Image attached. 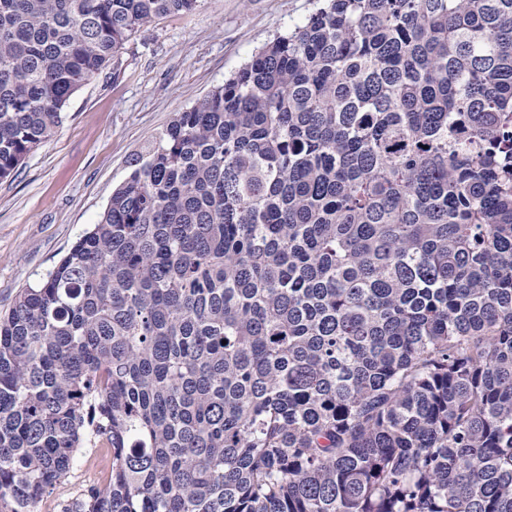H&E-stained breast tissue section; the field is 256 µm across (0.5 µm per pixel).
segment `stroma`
I'll use <instances>...</instances> for the list:
<instances>
[{
  "label": "stroma",
  "mask_w": 512,
  "mask_h": 512,
  "mask_svg": "<svg viewBox=\"0 0 512 512\" xmlns=\"http://www.w3.org/2000/svg\"><path fill=\"white\" fill-rule=\"evenodd\" d=\"M313 0H202L189 13L142 27L69 100L65 119L0 180V312L53 269L105 210L136 154L277 35L301 24ZM79 449L70 469L37 504L64 512L99 485Z\"/></svg>",
  "instance_id": "obj_1"
}]
</instances>
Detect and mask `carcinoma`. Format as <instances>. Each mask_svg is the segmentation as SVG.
<instances>
[{
    "label": "carcinoma",
    "instance_id": "1",
    "mask_svg": "<svg viewBox=\"0 0 512 512\" xmlns=\"http://www.w3.org/2000/svg\"><path fill=\"white\" fill-rule=\"evenodd\" d=\"M0 0V180L142 26ZM512 512V0H319L0 314V512ZM96 448H80L75 454L65 478L57 483L37 504L36 512H63L66 506L75 498L85 493L89 488L100 485L96 470L85 464Z\"/></svg>",
    "mask_w": 512,
    "mask_h": 512
}]
</instances>
